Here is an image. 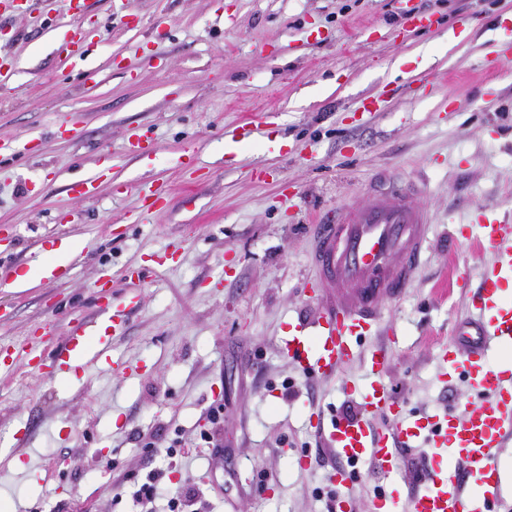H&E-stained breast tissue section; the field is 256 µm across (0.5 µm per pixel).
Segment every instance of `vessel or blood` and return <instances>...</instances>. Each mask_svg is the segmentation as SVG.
<instances>
[{
	"label": "vessel or blood",
	"instance_id": "1",
	"mask_svg": "<svg viewBox=\"0 0 512 512\" xmlns=\"http://www.w3.org/2000/svg\"><path fill=\"white\" fill-rule=\"evenodd\" d=\"M370 190L367 206L319 218L318 285L330 302L317 321L299 323L286 345L305 375L330 377L355 361L368 375L360 392L362 416L336 415L318 430L344 462L336 481L353 484L358 464H369L383 480L369 512H512L498 461L499 448L512 443V360L504 357L512 351V303L504 297L512 283V216L480 214L477 238L493 257L470 296L469 319L442 350L444 380L466 384L473 402L410 413L385 381L387 344L370 339L380 333L381 304L401 295L416 275L430 216L414 202L418 184L391 171L377 173ZM111 277L103 271L96 283L102 293L99 318L78 320L62 349L26 352L29 368L47 376L74 373L84 364L87 336H98L100 347L111 344L126 322L125 311L104 294ZM375 416L386 418L385 429L373 427ZM422 447L431 451L424 486L396 497L388 485L401 473L403 452Z\"/></svg>",
	"mask_w": 512,
	"mask_h": 512
}]
</instances>
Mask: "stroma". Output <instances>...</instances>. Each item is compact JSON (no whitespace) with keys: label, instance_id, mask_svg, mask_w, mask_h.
Returning a JSON list of instances; mask_svg holds the SVG:
<instances>
[{"label":"stroma","instance_id":"35a3bbf8","mask_svg":"<svg viewBox=\"0 0 512 512\" xmlns=\"http://www.w3.org/2000/svg\"><path fill=\"white\" fill-rule=\"evenodd\" d=\"M36 2L0 16V54L16 62L0 139L42 133L35 154L0 156V225L14 231L0 252V346H63L74 318H96L105 267L113 303H140L79 374L0 372V499L17 512H131L155 448L178 439L169 485L194 483L201 512H326L345 493L365 512L370 467L336 485L343 462L310 418L360 405L350 387L366 374L354 362L308 377L284 349L325 307L311 291V226L364 202L378 169L424 171L434 222L415 280L381 307L385 380L411 410L465 404L468 387L441 379L440 351L492 258L455 229L484 209L512 214V0H90L77 21L63 0ZM408 15L429 28L403 29ZM469 18L477 27L446 48ZM76 27L81 71L59 52ZM368 96L379 111H361ZM246 124L251 138L234 142ZM137 132L156 145L151 161L124 152ZM107 163L93 197L71 192ZM159 187L167 207L144 213ZM62 232L83 243L72 274L9 288ZM216 403L219 456L199 439Z\"/></svg>","mask_w":512,"mask_h":512}]
</instances>
